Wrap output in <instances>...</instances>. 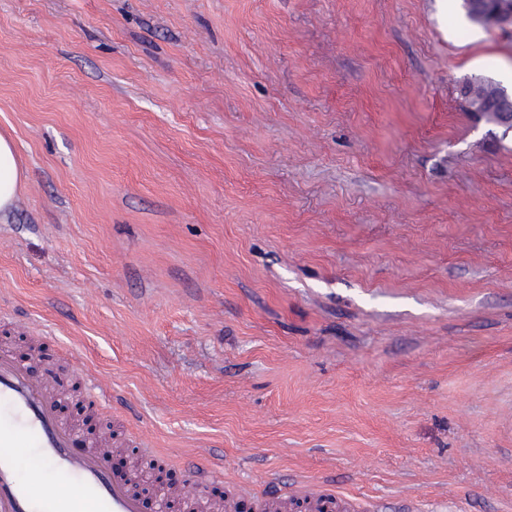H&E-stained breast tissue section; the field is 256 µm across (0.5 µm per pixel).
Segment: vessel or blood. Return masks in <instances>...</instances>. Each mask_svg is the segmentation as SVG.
<instances>
[{
    "label": "vessel or blood",
    "instance_id": "1",
    "mask_svg": "<svg viewBox=\"0 0 512 512\" xmlns=\"http://www.w3.org/2000/svg\"><path fill=\"white\" fill-rule=\"evenodd\" d=\"M0 404L10 411L0 417V512H143L141 496L130 472L111 473L107 442L76 448V430L57 411L47 379L33 375L26 364L0 349ZM33 448L41 467L59 476L74 477L78 498L53 486L34 490L32 482L18 473L22 449ZM223 459L209 455L191 463L194 484L209 481L222 471ZM186 512H236L233 498L209 502L193 491L182 495ZM290 494L285 490L264 492L255 498L256 512H286Z\"/></svg>",
    "mask_w": 512,
    "mask_h": 512
}]
</instances>
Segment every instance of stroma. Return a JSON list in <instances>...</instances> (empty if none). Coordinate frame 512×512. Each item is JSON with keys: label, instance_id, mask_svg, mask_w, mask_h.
<instances>
[{"label": "stroma", "instance_id": "1", "mask_svg": "<svg viewBox=\"0 0 512 512\" xmlns=\"http://www.w3.org/2000/svg\"><path fill=\"white\" fill-rule=\"evenodd\" d=\"M512 30L460 0H0V346L147 490L512 512ZM38 325L18 330L17 322ZM466 97L471 109L488 112L489 119L503 129V136L512 134V92L502 89L492 95L483 87L473 85ZM27 172L15 139L0 132V222L4 223L15 206ZM223 456L209 454L202 461L193 460L191 462V473L193 484L200 485L209 481L215 474L223 470Z\"/></svg>", "mask_w": 512, "mask_h": 512}]
</instances>
